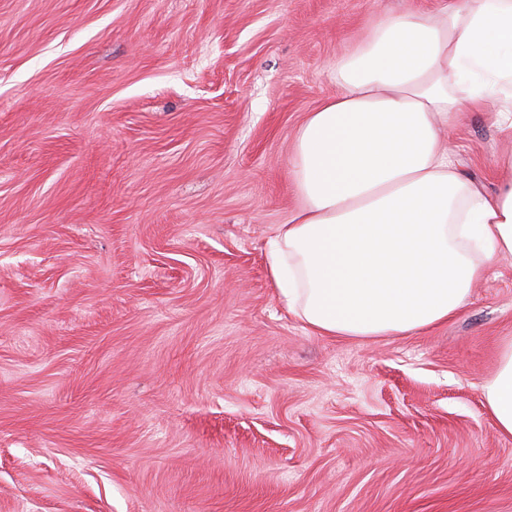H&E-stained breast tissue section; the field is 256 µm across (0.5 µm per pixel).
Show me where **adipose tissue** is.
<instances>
[{"mask_svg":"<svg viewBox=\"0 0 512 512\" xmlns=\"http://www.w3.org/2000/svg\"><path fill=\"white\" fill-rule=\"evenodd\" d=\"M336 76L340 93L298 129L300 205L273 229L269 279L286 310L323 336L447 323L512 256V178L484 194L458 173L444 137L491 99L497 126L512 131V0L382 15ZM484 399L512 437V339Z\"/></svg>","mask_w":512,"mask_h":512,"instance_id":"ef3b65f1","label":"adipose tissue"}]
</instances>
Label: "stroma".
<instances>
[{
    "mask_svg": "<svg viewBox=\"0 0 512 512\" xmlns=\"http://www.w3.org/2000/svg\"><path fill=\"white\" fill-rule=\"evenodd\" d=\"M438 6L0 0V512H512L511 256L410 336L317 335L268 279L337 62ZM450 139L496 193L512 133ZM484 399L499 432L512 437V338L500 347L497 370L484 385Z\"/></svg>",
    "mask_w": 512,
    "mask_h": 512,
    "instance_id": "35a3bbf8",
    "label": "stroma"
}]
</instances>
